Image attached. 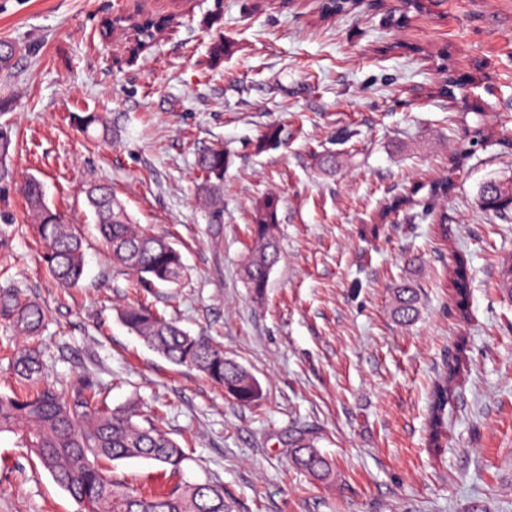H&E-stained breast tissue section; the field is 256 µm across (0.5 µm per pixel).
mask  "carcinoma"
I'll use <instances>...</instances> for the list:
<instances>
[{"label": "carcinoma", "instance_id": "1", "mask_svg": "<svg viewBox=\"0 0 512 512\" xmlns=\"http://www.w3.org/2000/svg\"><path fill=\"white\" fill-rule=\"evenodd\" d=\"M230 46L224 37L210 44L208 57L218 66ZM84 131L96 127L108 135L103 117L95 112L77 117ZM282 130L270 125L257 141L259 151L276 148ZM225 155L221 148L210 149L198 158L204 175L202 194L214 199L224 181ZM28 205L44 243V262L60 285H79L84 272L82 238L63 216L50 208L42 183L29 178L23 187ZM483 208L504 221L512 220V180L485 183L480 191ZM87 202L95 218V228L112 258V264L137 274L142 282L174 283L184 272L182 255L164 234L135 223L124 204L103 185L87 191ZM280 195L259 200L252 212L251 245L241 267V276L256 297L267 288L270 274L280 260L278 209ZM460 312H466L470 277L466 261L458 257L450 270ZM394 316L403 323L418 314L415 288L403 284L395 288ZM120 321L143 343L171 364L199 371L224 393L243 405L259 396V386L240 364L224 358V349L204 336H194L146 305H131L118 314ZM46 313L21 289L0 286V320L25 338L35 339L44 325ZM13 374L23 388L0 394V434L18 435L20 444L37 456L54 482L80 506L81 512H230L224 491L208 483L181 484L170 492L146 496L113 475L114 462L149 459L177 474L186 459L183 448L157 428L136 404L109 408L100 398L101 390L87 377L78 383L44 380L41 352L36 348L18 351L11 359ZM456 368L450 364L435 380L427 413L428 443L445 447V414L448 382ZM296 465L314 477L332 475L330 461L314 445L300 444L293 451Z\"/></svg>", "mask_w": 512, "mask_h": 512}]
</instances>
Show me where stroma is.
<instances>
[{
  "instance_id": "35a3bbf8",
  "label": "stroma",
  "mask_w": 512,
  "mask_h": 512,
  "mask_svg": "<svg viewBox=\"0 0 512 512\" xmlns=\"http://www.w3.org/2000/svg\"><path fill=\"white\" fill-rule=\"evenodd\" d=\"M169 15L132 57L105 18ZM232 51L208 65L216 34ZM0 126L11 146L0 180V284L46 305L39 338L52 381L89 376L110 407L160 403L156 424L190 459L184 480L223 485L233 512H512V222L480 189L512 179V0H364L326 16L321 0H0ZM468 99L439 95L440 64ZM99 112L109 138L73 118ZM485 121V138L465 131ZM283 141L257 151L266 127ZM224 149L218 209L197 194L196 159ZM468 150L465 164L448 160ZM83 238L78 287L58 286L27 212L28 177ZM451 178L447 196L430 185ZM108 185L134 223L169 233L186 266L174 284L137 289L114 268L86 200ZM413 193L412 205L389 210ZM279 194L282 258L263 298L240 276L256 201ZM471 276L460 314L448 270ZM418 291L403 325L392 290ZM146 302L184 330L220 342L259 381L244 406L196 370L147 348L117 319ZM447 445L429 447L430 390L448 363ZM310 442L334 464L321 482L291 450ZM115 473L134 487L174 480L141 460ZM0 512H79L21 447L0 435Z\"/></svg>"
}]
</instances>
